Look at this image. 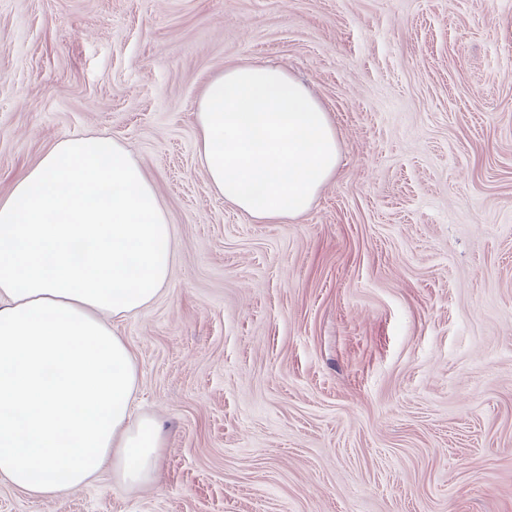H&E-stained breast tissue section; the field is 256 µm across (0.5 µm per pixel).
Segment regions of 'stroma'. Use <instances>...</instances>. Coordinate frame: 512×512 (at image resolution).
I'll use <instances>...</instances> for the list:
<instances>
[{
    "mask_svg": "<svg viewBox=\"0 0 512 512\" xmlns=\"http://www.w3.org/2000/svg\"><path fill=\"white\" fill-rule=\"evenodd\" d=\"M279 66L339 160L264 223L212 194L196 101ZM118 141L176 240L113 319L155 482L0 512H512V0H0V198L60 139Z\"/></svg>",
    "mask_w": 512,
    "mask_h": 512,
    "instance_id": "35a3bbf8",
    "label": "stroma"
}]
</instances>
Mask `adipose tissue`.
Returning a JSON list of instances; mask_svg holds the SVG:
<instances>
[{"label":"adipose tissue","mask_w":512,"mask_h":512,"mask_svg":"<svg viewBox=\"0 0 512 512\" xmlns=\"http://www.w3.org/2000/svg\"><path fill=\"white\" fill-rule=\"evenodd\" d=\"M195 118L210 189L253 219L303 214L336 171L327 113L284 69H225ZM174 254L153 184L106 137L57 141L0 199V480L38 498L106 469L154 480L160 429L133 414L136 359L110 321L156 300Z\"/></svg>","instance_id":"obj_1"}]
</instances>
